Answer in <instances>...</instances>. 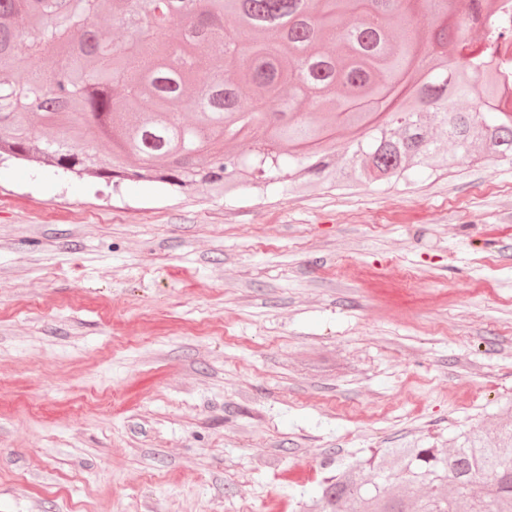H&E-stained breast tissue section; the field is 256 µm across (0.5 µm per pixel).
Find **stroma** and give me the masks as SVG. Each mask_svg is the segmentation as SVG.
Returning a JSON list of instances; mask_svg holds the SVG:
<instances>
[{"label": "stroma", "mask_w": 512, "mask_h": 512, "mask_svg": "<svg viewBox=\"0 0 512 512\" xmlns=\"http://www.w3.org/2000/svg\"><path fill=\"white\" fill-rule=\"evenodd\" d=\"M512 407V164L113 192L0 159V512H303Z\"/></svg>", "instance_id": "1"}]
</instances>
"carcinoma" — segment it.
<instances>
[{"instance_id":"carcinoma-1","label":"carcinoma","mask_w":512,"mask_h":512,"mask_svg":"<svg viewBox=\"0 0 512 512\" xmlns=\"http://www.w3.org/2000/svg\"><path fill=\"white\" fill-rule=\"evenodd\" d=\"M129 31L117 48L96 37L102 4ZM0 0V73L18 88L0 100V151L42 159L64 174L199 182L289 192L299 177L336 185L406 182L417 167L447 173L489 154L512 163V7L508 0ZM178 28L172 40L168 32ZM483 30L474 42L466 30ZM31 64L19 68L16 49ZM183 59L172 70V52ZM197 86L184 97L183 86ZM291 89L288 97L283 88ZM199 114L197 125L182 113ZM40 114L64 129L47 147ZM350 134L342 161L333 135ZM106 139L112 158L86 145ZM249 140L244 159L219 144ZM445 142L456 149L442 147ZM135 155L129 168L124 157ZM429 485L417 512H512V427L485 445L471 429L446 448H386L324 490L330 512H406L375 485Z\"/></svg>"}]
</instances>
